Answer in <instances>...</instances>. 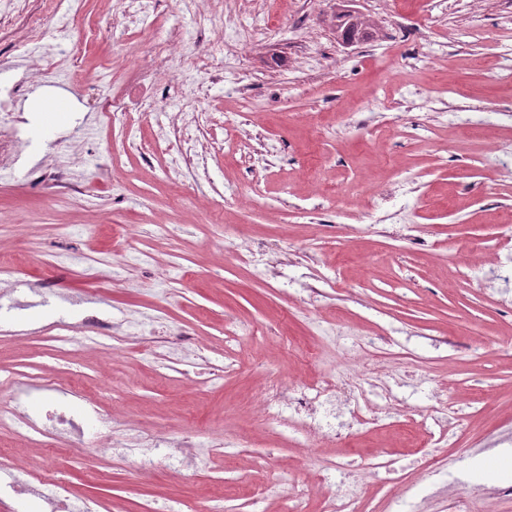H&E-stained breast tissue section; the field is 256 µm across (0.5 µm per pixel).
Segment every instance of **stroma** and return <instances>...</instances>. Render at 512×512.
<instances>
[{"label":"stroma","mask_w":512,"mask_h":512,"mask_svg":"<svg viewBox=\"0 0 512 512\" xmlns=\"http://www.w3.org/2000/svg\"><path fill=\"white\" fill-rule=\"evenodd\" d=\"M335 7L155 0L131 19L124 0H27L22 11L0 0V62L11 64L0 83L34 58L60 61L23 100L26 167L0 171V252L14 270L0 281V401L42 414L45 378L96 393L88 444L185 433L199 449L188 469L145 481L140 449L56 466L22 429L2 427L0 481L39 464L70 499L100 498L108 512H164L174 500L193 512L206 491L223 495L224 512H289L292 481L346 462L358 512H451L446 497L418 495L448 482L425 464L448 445L423 447L413 426L443 390L463 416L460 445L485 443L466 474L480 490L472 512H512V499L483 494L512 481V457L491 445L512 432V284L486 257L512 254V182L480 163L512 136V78L498 58L512 47V0H360L373 36L349 48ZM155 40L168 59L131 125L108 98ZM219 42L210 67L193 65ZM73 69L99 89L72 85ZM191 99L203 109L184 121L204 157L177 164L172 120ZM79 125L85 138L71 143ZM38 165L68 169L79 194L51 197L28 172ZM387 213L420 225L422 241L369 232ZM259 243L281 257L275 275L247 263ZM84 296L111 317L110 348L53 350L46 335L80 321L72 300ZM157 326L189 337L188 352L154 342ZM309 350L319 359L305 362ZM348 350L397 382L401 415L355 426L352 450L308 447L267 424V378L308 382Z\"/></svg>","instance_id":"35a3bbf8"}]
</instances>
